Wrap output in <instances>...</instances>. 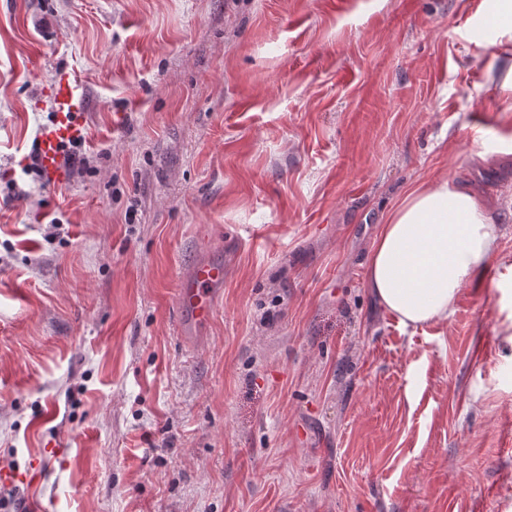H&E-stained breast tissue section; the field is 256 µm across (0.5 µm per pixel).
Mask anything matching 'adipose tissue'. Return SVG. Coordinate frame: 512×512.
Returning <instances> with one entry per match:
<instances>
[{
	"label": "adipose tissue",
	"mask_w": 512,
	"mask_h": 512,
	"mask_svg": "<svg viewBox=\"0 0 512 512\" xmlns=\"http://www.w3.org/2000/svg\"><path fill=\"white\" fill-rule=\"evenodd\" d=\"M498 240L495 209L479 192L448 178L421 183L381 224L366 286L403 327L447 321Z\"/></svg>",
	"instance_id": "obj_1"
}]
</instances>
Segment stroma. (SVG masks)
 <instances>
[{
  "instance_id": "stroma-1",
  "label": "stroma",
  "mask_w": 512,
  "mask_h": 512,
  "mask_svg": "<svg viewBox=\"0 0 512 512\" xmlns=\"http://www.w3.org/2000/svg\"><path fill=\"white\" fill-rule=\"evenodd\" d=\"M485 13L0 0V492L34 512H512V32L479 37ZM63 69L88 164L53 188L28 166ZM441 177L496 204L499 253L447 322L404 329L367 258ZM204 260L224 283L182 332ZM224 283V266L204 261L198 263L180 281L178 308L197 324H206L212 315L214 299L212 288Z\"/></svg>"
}]
</instances>
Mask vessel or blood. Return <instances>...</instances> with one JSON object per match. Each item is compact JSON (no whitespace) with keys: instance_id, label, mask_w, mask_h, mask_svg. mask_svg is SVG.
<instances>
[{"instance_id":"vessel-or-blood-1","label":"vessel or blood","mask_w":512,"mask_h":512,"mask_svg":"<svg viewBox=\"0 0 512 512\" xmlns=\"http://www.w3.org/2000/svg\"><path fill=\"white\" fill-rule=\"evenodd\" d=\"M59 118L45 128L39 136L38 159L42 173L50 186L64 183L62 148L82 135L79 121L81 105L75 95L74 81L69 73L58 75L49 89ZM224 282L222 264L204 261L198 263L180 282L178 308L181 314L190 316L197 324L207 323L212 315L213 290Z\"/></svg>"}]
</instances>
